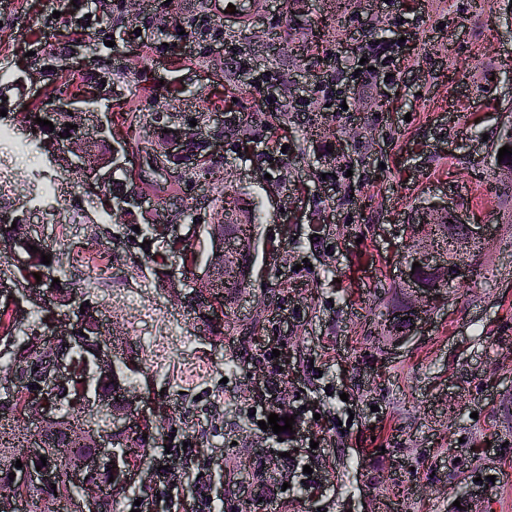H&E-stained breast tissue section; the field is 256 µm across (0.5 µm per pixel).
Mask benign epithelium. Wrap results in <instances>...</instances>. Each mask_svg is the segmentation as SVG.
Masks as SVG:
<instances>
[{
	"label": "benign epithelium",
	"instance_id": "1",
	"mask_svg": "<svg viewBox=\"0 0 512 512\" xmlns=\"http://www.w3.org/2000/svg\"><path fill=\"white\" fill-rule=\"evenodd\" d=\"M74 96L64 91L54 94L51 100V108L55 112H72L68 116V122L75 125L76 136L65 143L64 150L72 155L70 166L75 170L82 171L86 179L97 185H104L112 181V165L104 167H91L87 164L88 145L83 139V130L90 122L96 123L99 137H104L110 131L109 123L99 118V113L94 111H73L71 110ZM201 134L195 127H183L179 130L175 139L176 147L169 150V153H181L185 143L194 140ZM144 202L140 193L128 194L113 198L110 207L128 211L139 208ZM436 210L446 212L452 219V223L462 227L466 240H485L488 238L487 228L483 224H469L462 219V216L448 206H438ZM39 238L32 225L24 223L17 227L15 235L0 238V251L3 253L14 252L17 249L27 251L28 243ZM421 264V269L428 266L441 264V260L430 249L424 240L419 241L404 257L402 268L403 280L410 292L411 299L408 302L409 312L413 313V319L420 321L425 313L428 302L435 298V289L419 281L412 273L413 263ZM0 302L11 309L17 323L24 321V314L30 306H40L45 309L44 336L47 342L57 344L63 340L72 345L81 342V339L73 335L72 325L74 322L73 311L80 304V297L74 296L71 305L59 307L49 302L47 290L41 288H20L5 276L0 275ZM94 363L96 374L101 379H107L112 375L115 363L112 347L103 344L98 345L94 350ZM75 378L74 367L66 355H60L53 359L47 367L39 382V387L27 393V399L31 408L27 412V420L36 421V431L28 441V448L21 457L22 467H15L16 460L8 463L9 472L15 474L14 480L0 481V512H20L25 506L26 498L24 491L31 487L49 488L51 484L57 483V471L52 467H43L36 470L31 460L40 457H51L55 449L48 448L44 444L47 436L59 428L61 417L57 416V410L51 402L60 388L68 386V383ZM22 390L18 380L0 381V404L10 406L18 391ZM121 408L114 410L110 415V425L105 429H93L91 433L95 441V448L92 455L83 459L73 470V481L79 485V494L73 496L69 501L68 512H102V504L105 497L114 496L119 489H125L131 485L140 470L127 467L123 470L111 473L114 481L102 484L98 481H89V476L112 468L114 460L127 456V450L119 446L120 438L125 435L135 423L145 417L155 416L158 409L153 403H147L146 408H141V400L131 397L128 394L119 396Z\"/></svg>",
	"mask_w": 512,
	"mask_h": 512
}]
</instances>
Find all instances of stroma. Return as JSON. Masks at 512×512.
Instances as JSON below:
<instances>
[{"label": "stroma", "mask_w": 512, "mask_h": 512, "mask_svg": "<svg viewBox=\"0 0 512 512\" xmlns=\"http://www.w3.org/2000/svg\"><path fill=\"white\" fill-rule=\"evenodd\" d=\"M84 0H0V73L17 74L36 35L68 40ZM156 0H144L140 33L114 65L122 73L98 111L146 175V209L99 222L83 200L85 178L37 157L14 156L18 190L8 207L24 212L44 241L69 253L111 246L113 292L148 284L130 309L96 290L85 270L65 263L75 292L98 310L104 337L139 353L130 390L168 414L145 454L150 470L113 498L114 512L152 499L155 512H512V195L474 199L495 175L493 151L512 113V0H352L342 18L329 0L267 6L246 28L225 22L205 54L189 47L172 63L157 38ZM285 39H274L275 30ZM402 43L391 83L336 92L322 76L353 57L362 33ZM182 88L172 99L168 87ZM233 94V112L252 120L213 151L222 185L179 182L156 173L159 137L144 113H179L183 122ZM347 101L344 112L325 104ZM293 103L290 130L271 113ZM249 138L247 150L237 141ZM56 194L42 201L47 180ZM242 190L259 204V250L251 288L233 307L224 337L205 333L171 289L156 287L147 250L125 246L132 223H177L193 247L205 244L215 200ZM81 200L71 239L57 215ZM446 203L488 225L482 275L433 303L399 344L378 340L384 303L404 287L401 258L415 245L419 209ZM196 207L201 223L182 221ZM171 339L165 362L149 354L161 321ZM256 335H249V328ZM290 416L283 434L260 429L270 414ZM187 463L184 486L166 489L167 465ZM310 466L315 488L304 482Z\"/></svg>", "instance_id": "stroma-1"}]
</instances>
